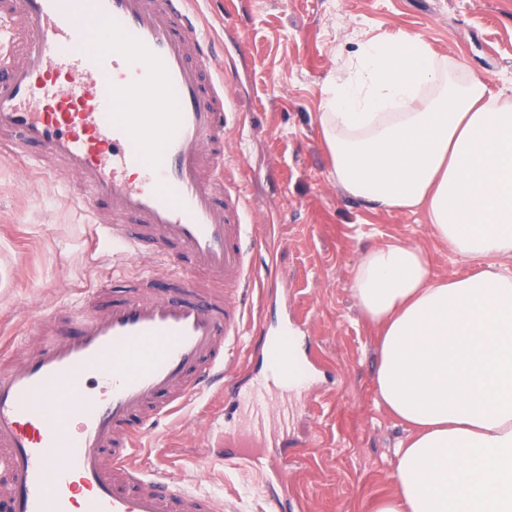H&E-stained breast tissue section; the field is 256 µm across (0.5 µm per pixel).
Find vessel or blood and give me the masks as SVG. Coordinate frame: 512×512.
Wrapping results in <instances>:
<instances>
[{
    "instance_id": "obj_1",
    "label": "vessel or blood",
    "mask_w": 512,
    "mask_h": 512,
    "mask_svg": "<svg viewBox=\"0 0 512 512\" xmlns=\"http://www.w3.org/2000/svg\"><path fill=\"white\" fill-rule=\"evenodd\" d=\"M186 2L0 0L1 16L31 28L22 57L0 52V153L35 151L79 179L86 205L111 216L101 237L153 267L105 305L101 282L0 369V496L12 512H234L162 479L137 451L215 386L257 421L275 413L264 386H237L230 359L260 278L249 259L259 242L239 193L212 172L229 131L224 80ZM92 24L114 40L92 47ZM175 251L198 276L158 295L153 276L171 271ZM60 321L76 336L60 338ZM270 368L293 385L287 338L273 339ZM264 445L263 434L237 435L224 463Z\"/></svg>"
}]
</instances>
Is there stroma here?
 Here are the masks:
<instances>
[{
	"instance_id": "obj_1",
	"label": "stroma",
	"mask_w": 512,
	"mask_h": 512,
	"mask_svg": "<svg viewBox=\"0 0 512 512\" xmlns=\"http://www.w3.org/2000/svg\"><path fill=\"white\" fill-rule=\"evenodd\" d=\"M198 23L220 47L226 111L233 125L224 164L261 217L270 250L254 265L283 291L282 303L247 297L265 335L245 334L233 351L240 382L266 370L267 336L287 318L304 327L299 357L334 381L282 398L285 417L267 425L252 464L212 466L202 430L213 404L194 403L160 422L139 454L162 478L264 512L272 465L288 473V510L371 512L395 490L394 448L403 438L377 402V332L361 317L348 281L367 250L420 245L437 277L476 270L433 235L423 211H386L349 196L330 176L318 116L337 69L355 65L370 41L423 36L442 68L481 77L512 99V0H194ZM75 177L43 163L0 158V361L14 359L51 313L112 274L134 275L98 238Z\"/></svg>"
}]
</instances>
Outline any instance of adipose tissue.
Masks as SVG:
<instances>
[{
	"mask_svg": "<svg viewBox=\"0 0 512 512\" xmlns=\"http://www.w3.org/2000/svg\"><path fill=\"white\" fill-rule=\"evenodd\" d=\"M330 174L376 207L422 210L478 270L420 246L368 250L349 288L375 326L378 402L403 426L374 512H512V101L443 75L421 36L369 42L318 117Z\"/></svg>",
	"mask_w": 512,
	"mask_h": 512,
	"instance_id": "ef3b65f1",
	"label": "adipose tissue"
}]
</instances>
